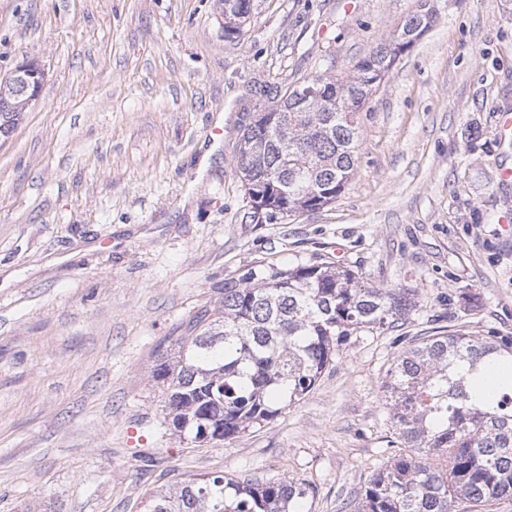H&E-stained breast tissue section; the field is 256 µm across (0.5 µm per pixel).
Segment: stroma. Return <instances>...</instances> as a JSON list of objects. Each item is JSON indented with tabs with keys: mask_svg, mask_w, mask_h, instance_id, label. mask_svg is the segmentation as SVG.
<instances>
[{
	"mask_svg": "<svg viewBox=\"0 0 512 512\" xmlns=\"http://www.w3.org/2000/svg\"><path fill=\"white\" fill-rule=\"evenodd\" d=\"M421 1L254 0L229 40L218 0H0V77L45 70L0 142V512H143L214 471L293 478L306 512H348L395 451L383 385L406 337H512V185L493 181L512 167V0H425L434 21L363 106L355 171L324 208L254 217L239 179L260 86L349 72ZM263 261L330 262L417 305L349 336L265 426L159 437V349Z\"/></svg>",
	"mask_w": 512,
	"mask_h": 512,
	"instance_id": "1",
	"label": "stroma"
}]
</instances>
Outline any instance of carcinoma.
Wrapping results in <instances>:
<instances>
[{
  "label": "carcinoma",
  "instance_id": "1",
  "mask_svg": "<svg viewBox=\"0 0 512 512\" xmlns=\"http://www.w3.org/2000/svg\"><path fill=\"white\" fill-rule=\"evenodd\" d=\"M224 37L240 34L253 0H218ZM420 9L399 26L409 47L430 26ZM398 56L395 39L378 44L338 77L316 75L284 90L255 113L237 142L243 187L260 186L265 212L319 210L355 170L359 112ZM315 89L308 101L299 88ZM27 110L0 79V139ZM414 307L409 288L365 285L324 262L251 266L224 280L221 297L198 312L157 356L163 424L169 435L218 444L262 427L304 401L358 331L394 327ZM512 365V341L461 330L413 336L384 383L398 451L362 489L351 512H482L512 498V387H475L479 367ZM308 488L294 480L238 481L211 473L149 496L145 512H302Z\"/></svg>",
  "mask_w": 512,
  "mask_h": 512
}]
</instances>
